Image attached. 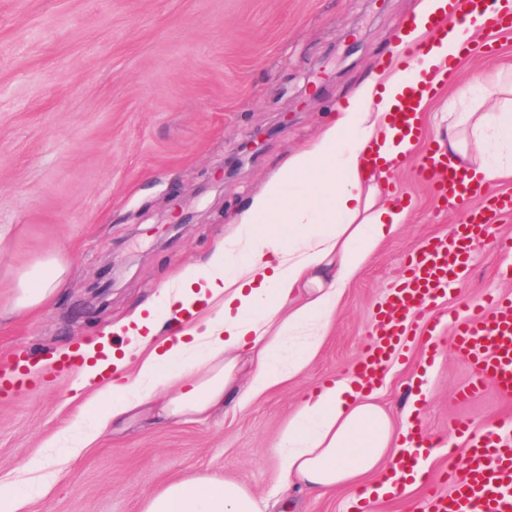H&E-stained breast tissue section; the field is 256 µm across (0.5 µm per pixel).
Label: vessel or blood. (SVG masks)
<instances>
[{"instance_id":"obj_1","label":"vessel or blood","mask_w":512,"mask_h":512,"mask_svg":"<svg viewBox=\"0 0 512 512\" xmlns=\"http://www.w3.org/2000/svg\"><path fill=\"white\" fill-rule=\"evenodd\" d=\"M477 23L491 32H512V0L497 7L490 0H446L445 17L431 22L429 38L440 41L449 27ZM421 53L418 44L402 46L400 67L412 72L413 78L388 114L394 134L417 141L423 138L419 117L423 101L438 95L439 75L454 68L450 62L423 68ZM413 173L435 199L459 208L462 218L447 236L427 239L405 257L401 282L373 311L364 352L354 364L355 382L360 388H373L413 332H420L426 350L437 351L438 328L449 318L453 321L452 346L473 368V378L460 391V399L470 398L487 381L511 398L512 297L490 293L450 313L440 305L449 292L465 287L472 253L489 236L493 224L512 216V192L483 189L472 175L450 167L445 155L430 143H424L417 155ZM33 381L25 360L0 364V395ZM453 429L463 440V453L449 455L444 472L448 490H429L423 512H512V417L492 430H478L464 422L455 423ZM403 441L405 446L395 462L403 476L415 473L438 446L417 424Z\"/></svg>"}]
</instances>
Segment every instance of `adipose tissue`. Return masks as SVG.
<instances>
[{
  "label": "adipose tissue",
  "instance_id": "obj_1",
  "mask_svg": "<svg viewBox=\"0 0 512 512\" xmlns=\"http://www.w3.org/2000/svg\"><path fill=\"white\" fill-rule=\"evenodd\" d=\"M386 69L354 92L319 136L291 154L238 216L208 263L164 289L125 323L124 354L85 368L82 384L115 367L123 380L105 387L89 409L99 429L142 416L205 417L226 393L247 400L296 377L318 354L347 282L361 273L386 235L409 221L385 189L387 167H370V149L412 157L416 143H393L386 114L402 89ZM473 105L448 115L443 149L453 167L492 186L512 177V71L475 74ZM65 268L46 259L23 278L14 306L33 310L61 289ZM184 311L173 335L158 333V310ZM400 432L374 396L350 377L326 383L289 419L277 444L279 478L325 493L374 478L395 458ZM241 480L208 475L169 481L144 499L143 512H264Z\"/></svg>",
  "mask_w": 512,
  "mask_h": 512
}]
</instances>
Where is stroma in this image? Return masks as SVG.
Returning <instances> with one entry per match:
<instances>
[{
	"instance_id": "obj_1",
	"label": "stroma",
	"mask_w": 512,
	"mask_h": 512,
	"mask_svg": "<svg viewBox=\"0 0 512 512\" xmlns=\"http://www.w3.org/2000/svg\"><path fill=\"white\" fill-rule=\"evenodd\" d=\"M418 0H0V360L27 353L38 379L0 399V485L25 493L18 512H142L166 482L210 474L244 481L268 512H352L354 492L310 491L278 480L276 443L302 400L351 371L372 313L394 288L405 256L458 223L411 165L392 179L410 195L409 224L350 281L315 359L295 378L204 420L140 418L84 443L95 417L54 370L71 348L123 339L114 327L179 275L204 264L249 199L293 151L313 141L337 108L394 48ZM512 67V33L497 52L461 62L457 79L423 116L438 140L475 72ZM193 211L190 223L181 214ZM497 222L475 249L461 298L496 289ZM59 251L66 280L24 314L10 310L19 278ZM122 267L106 301L92 288ZM444 328L432 366L407 343L378 390L399 422L453 437L512 416V399L485 384L456 393L472 369Z\"/></svg>"
}]
</instances>
